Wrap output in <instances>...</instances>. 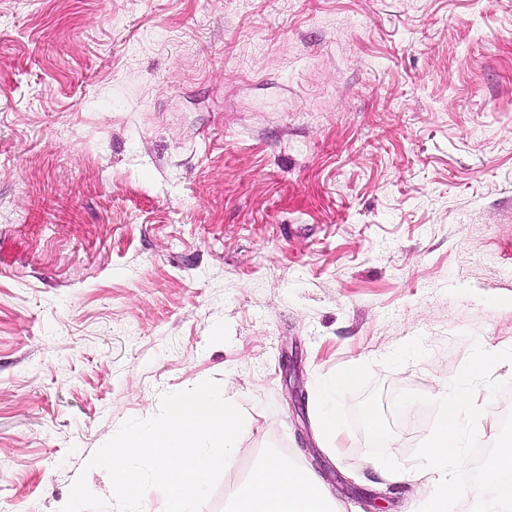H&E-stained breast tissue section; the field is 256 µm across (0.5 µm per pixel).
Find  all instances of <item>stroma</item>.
Returning <instances> with one entry per match:
<instances>
[{
    "instance_id": "stroma-1",
    "label": "stroma",
    "mask_w": 512,
    "mask_h": 512,
    "mask_svg": "<svg viewBox=\"0 0 512 512\" xmlns=\"http://www.w3.org/2000/svg\"><path fill=\"white\" fill-rule=\"evenodd\" d=\"M512 348V0H0V512H59L160 395L245 416L201 512L267 456L417 512L313 395L372 366L404 464L473 345ZM476 401L497 439L512 393Z\"/></svg>"
}]
</instances>
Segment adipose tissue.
<instances>
[{
  "label": "adipose tissue",
  "instance_id": "1",
  "mask_svg": "<svg viewBox=\"0 0 512 512\" xmlns=\"http://www.w3.org/2000/svg\"><path fill=\"white\" fill-rule=\"evenodd\" d=\"M230 512H330L320 479L280 458L258 466L236 491Z\"/></svg>",
  "mask_w": 512,
  "mask_h": 512
}]
</instances>
